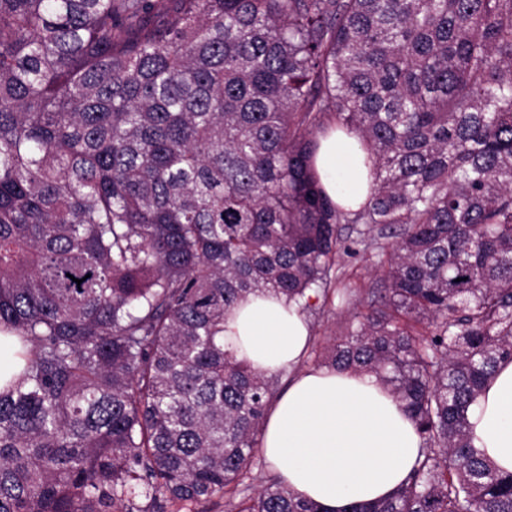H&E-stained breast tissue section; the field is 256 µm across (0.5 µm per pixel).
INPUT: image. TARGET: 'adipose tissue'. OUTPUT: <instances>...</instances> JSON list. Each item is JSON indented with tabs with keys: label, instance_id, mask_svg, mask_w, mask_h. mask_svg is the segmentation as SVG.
<instances>
[{
	"label": "adipose tissue",
	"instance_id": "obj_1",
	"mask_svg": "<svg viewBox=\"0 0 512 512\" xmlns=\"http://www.w3.org/2000/svg\"><path fill=\"white\" fill-rule=\"evenodd\" d=\"M367 153L356 134L329 129L314 170L324 193L355 211L371 196ZM304 315L270 295L249 296L224 319V340L266 375L292 380L268 407L260 455L297 497L326 512L390 496L416 465L422 438L397 398L375 375L307 367ZM474 448L512 472V361L499 364L468 413Z\"/></svg>",
	"mask_w": 512,
	"mask_h": 512
}]
</instances>
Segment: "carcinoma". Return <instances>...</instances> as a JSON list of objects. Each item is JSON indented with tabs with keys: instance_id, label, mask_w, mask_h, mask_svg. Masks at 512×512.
<instances>
[{
	"instance_id": "carcinoma-1",
	"label": "carcinoma",
	"mask_w": 512,
	"mask_h": 512,
	"mask_svg": "<svg viewBox=\"0 0 512 512\" xmlns=\"http://www.w3.org/2000/svg\"><path fill=\"white\" fill-rule=\"evenodd\" d=\"M327 119L372 160L353 213ZM343 222L388 287L312 353L423 438L349 512H512L467 419L512 361V0H0V512H323L250 482L277 377L224 316L328 302ZM367 152L355 133L330 128L319 136L314 170L324 193L344 210L356 211L371 196Z\"/></svg>"
}]
</instances>
